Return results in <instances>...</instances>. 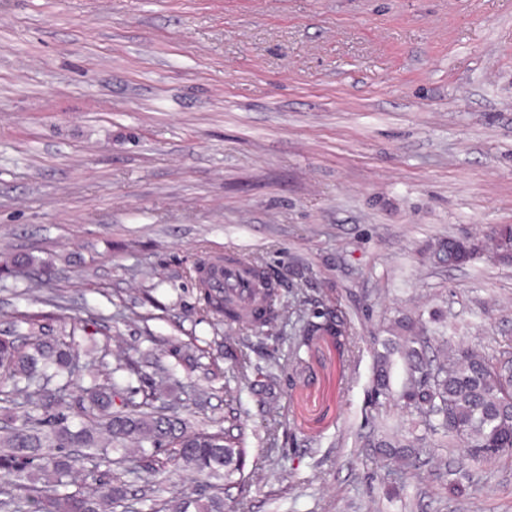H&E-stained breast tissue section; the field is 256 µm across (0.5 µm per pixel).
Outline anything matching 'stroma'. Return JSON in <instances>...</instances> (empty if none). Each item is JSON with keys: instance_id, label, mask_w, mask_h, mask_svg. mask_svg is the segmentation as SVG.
<instances>
[{"instance_id": "1", "label": "stroma", "mask_w": 512, "mask_h": 512, "mask_svg": "<svg viewBox=\"0 0 512 512\" xmlns=\"http://www.w3.org/2000/svg\"><path fill=\"white\" fill-rule=\"evenodd\" d=\"M495 224L512 0H0V336L72 330L106 367L175 377L165 413L247 450L224 512H512V458L464 461L369 403L395 319L440 310L449 345L512 351V265L429 253ZM217 252L286 275L287 323L201 316L187 271ZM333 307L345 353L320 338L289 364L298 314ZM122 480L136 512L178 490Z\"/></svg>"}]
</instances>
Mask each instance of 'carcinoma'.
Instances as JSON below:
<instances>
[{
  "instance_id": "cac0c4a2",
  "label": "carcinoma",
  "mask_w": 512,
  "mask_h": 512,
  "mask_svg": "<svg viewBox=\"0 0 512 512\" xmlns=\"http://www.w3.org/2000/svg\"><path fill=\"white\" fill-rule=\"evenodd\" d=\"M488 238L497 252L506 250L512 244V225L491 227ZM459 250V239L450 237L433 247V255L442 261L446 253ZM224 263L249 266L264 289L263 300L243 314L230 300L212 293L205 274L211 263L200 261L189 277L200 290L204 315L222 314L225 321L251 332L288 319L280 275L243 256L227 255ZM321 317V322L298 317L296 359L321 336L342 347L347 320L333 310ZM387 333L376 352L371 404L397 400L414 425L440 437L442 446L465 441L473 463L512 457V352L490 355L460 345L432 358L427 354L428 330L419 319L397 320ZM74 336L70 331L68 343L35 336L27 350L12 338L0 337V403L13 401V393L24 397L22 412L0 428V512H106L108 506H121L123 489L96 477L94 468L99 461L124 462L130 444L137 447L139 473L145 478L171 463L177 471L190 470L195 482L218 489L209 496L181 492L152 503L151 512H224L222 482L240 472L242 448L235 438L221 432L188 433L183 420L155 409V402L172 389L168 381L138 389L125 386L102 370L103 361L81 362ZM156 443L176 450L173 461L159 457ZM377 448L385 457L410 463L416 459V449L399 442L380 440Z\"/></svg>"
}]
</instances>
